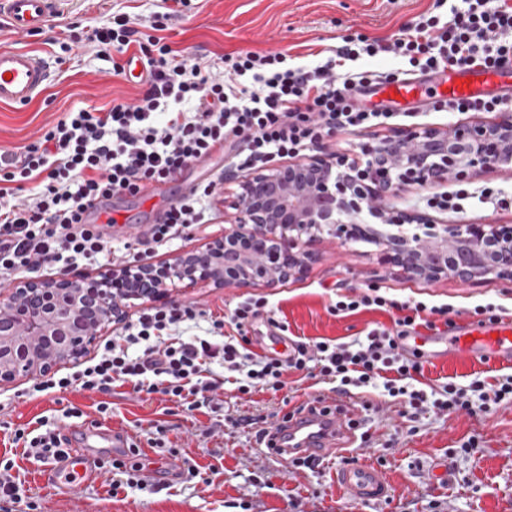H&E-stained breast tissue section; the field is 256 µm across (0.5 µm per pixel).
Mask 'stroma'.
Wrapping results in <instances>:
<instances>
[{
  "instance_id": "obj_1",
  "label": "stroma",
  "mask_w": 512,
  "mask_h": 512,
  "mask_svg": "<svg viewBox=\"0 0 512 512\" xmlns=\"http://www.w3.org/2000/svg\"><path fill=\"white\" fill-rule=\"evenodd\" d=\"M162 6V0H72L65 14L58 17L57 27L21 36L0 29V47L42 52L55 68V79L42 99L22 110L0 106V153L14 152L37 140L72 106L107 109L115 103L134 102L143 93V85L128 83L124 76L111 72L113 64L123 63V55L114 54L109 62L100 59L86 41V31L106 23L113 12L130 15L136 29L147 35L152 17ZM442 11L437 0H187L179 15L168 21L164 37L173 49L216 64L224 56L247 51L279 52L290 61L308 63L336 48L343 35L357 32L386 40L415 17ZM65 25L73 26L76 35L67 51L55 43ZM496 118L493 112H470L455 118L444 112H428L400 118L391 127L336 134L314 153H337L363 163L370 148L401 131L449 129ZM238 163L231 152L215 154L208 162L203 179L217 185L214 219L209 228L188 231L177 251L203 248L234 222L236 212L231 202L238 186L227 174L237 170ZM192 174V169H185L160 185L151 198H113L112 212L121 219L114 235L127 240L133 249H141L143 228L182 197L185 179ZM459 185L455 181L409 185L391 194L386 204L389 209L426 214L446 224L512 225V209L493 210L474 202L463 212L454 213L430 206L431 198ZM312 249L314 261L285 282L272 286L257 283L247 288H217L200 282L175 288L168 300L192 302L222 317L238 301L262 297L276 318L287 322L288 338L307 343L321 339L342 342L378 325L392 327V315L386 311L364 310L343 317L329 311L337 294L358 292L372 283L383 286L400 301L451 305L458 311L455 323L460 328L472 324L468 310L476 304L490 300L512 309V279L488 276L469 285L453 278L427 283L407 277L399 268L380 265L379 249L370 243L343 246L326 236L316 240ZM510 373L512 364L428 359L418 380L426 389L450 378L465 384L477 376L490 381ZM287 381V387L275 393L256 390L242 394L234 384H225L217 393L216 410L204 408L190 414L157 398L115 391L112 414L106 422L137 444L145 472L157 489L112 492L108 469L112 451L98 448L94 454L102 469L92 480L81 483L71 497L62 498L44 479L45 463L25 457L21 448L13 447L12 432L37 417L53 416L58 425H74L71 443L83 446L79 429L96 419L99 397L87 391H70L31 400L25 395L30 380L20 377L0 386V458L14 460L13 473L30 504L36 506L32 512H512V405L475 416L428 412L411 421L403 417L400 404L375 392L357 394V417L365 422L354 434L358 458L380 469L390 484L387 498L365 502L338 487L336 473L341 457L327 456L319 467L309 470L257 453L256 429L243 425V418H260L270 426L296 413L302 401L312 396L332 406L339 403L328 385H313L300 373H289ZM69 407L80 409L81 417H64L63 411ZM158 424L167 428L161 450L150 443ZM473 435L479 439L478 449L464 451L463 442ZM171 449L185 464L184 471L176 476L160 467Z\"/></svg>"
}]
</instances>
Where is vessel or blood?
Segmentation results:
<instances>
[{"mask_svg":"<svg viewBox=\"0 0 512 512\" xmlns=\"http://www.w3.org/2000/svg\"><path fill=\"white\" fill-rule=\"evenodd\" d=\"M65 0H0V17L7 18L17 34L41 31L55 15L64 10ZM448 95L452 98L485 97L508 90L512 92V61L485 69L479 66H454L446 71ZM54 80L49 58L30 49L0 48V105L18 109L41 98ZM431 357H457L512 361V325L502 322L473 325L459 336H431ZM345 434L339 417L322 406L306 410L295 420L270 429L267 437L272 452L280 460L301 456H327ZM95 459L81 451H68L52 464L48 482L61 496L72 494L81 478L91 476ZM337 478L350 496L373 501L386 496L389 484L382 474L365 464L352 463L341 469Z\"/></svg>","mask_w":512,"mask_h":512,"instance_id":"1","label":"vessel or blood"}]
</instances>
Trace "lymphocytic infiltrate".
I'll list each match as a JSON object with an SVG mask.
<instances>
[{"label":"lymphocytic infiltrate","mask_w":512,"mask_h":512,"mask_svg":"<svg viewBox=\"0 0 512 512\" xmlns=\"http://www.w3.org/2000/svg\"><path fill=\"white\" fill-rule=\"evenodd\" d=\"M185 0H172L155 15L153 34L139 45L147 70L146 89L135 103L92 106L66 112L33 143L0 157V285L34 268L72 272L122 257L120 241L87 212L92 201L139 194L146 184L170 180L192 161L223 148L236 151L242 166L300 157L342 131L393 125L391 112L360 106L357 92L372 82L394 81L414 72L452 66L494 68L512 61V5L507 0H452L447 18L420 16L386 42L362 34L342 36L324 61L290 66L279 53L247 52L224 59L222 70L191 60L160 38L164 16ZM136 30L126 14L115 15L89 37L99 54L125 51ZM389 54L398 66L378 72L359 60ZM215 183L197 187L172 203L152 225L148 247H171L182 234L210 223ZM266 307L247 298L227 318L192 304L149 307L104 340L97 354L71 373L34 381L28 396L80 389L103 394L98 413L111 414L106 397L114 384L133 393L168 397L191 412L213 401L225 373H235L240 392L282 390L288 371L334 384L338 394L380 391L404 404L409 417L426 410L474 415L512 403V374L495 383L473 378L444 383L437 393L413 386L420 357H407L402 337L417 327H453L448 304L390 299L381 286L337 296L334 315L396 310L392 328L374 327L348 342L324 339L295 343L283 358L251 351L248 330ZM234 334L225 335V325ZM26 454L63 457L57 429L14 431Z\"/></svg>","instance_id":"obj_1"}]
</instances>
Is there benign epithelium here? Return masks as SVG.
Masks as SVG:
<instances>
[{"mask_svg":"<svg viewBox=\"0 0 512 512\" xmlns=\"http://www.w3.org/2000/svg\"><path fill=\"white\" fill-rule=\"evenodd\" d=\"M362 168L342 156L231 175L238 185L235 224L205 249L161 266H125L97 282L61 277L29 279L0 300V384L79 362L97 334L118 317L123 301L162 300L167 284L207 281L244 288L284 282L313 259L308 249L323 234L345 245L380 247V261L411 278L454 277L467 284L492 275L512 279V227L438 225L421 214L386 208L394 187L463 180L485 170L512 168V115L449 130H407L370 151ZM368 212L378 224H361ZM418 224L423 234L400 228Z\"/></svg>","mask_w":512,"mask_h":512,"instance_id":"1","label":"benign epithelium"}]
</instances>
